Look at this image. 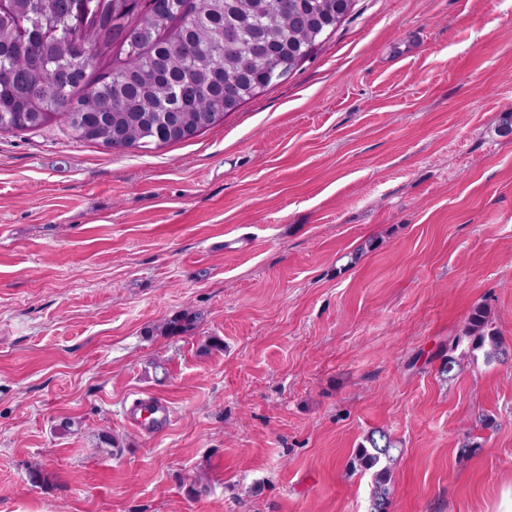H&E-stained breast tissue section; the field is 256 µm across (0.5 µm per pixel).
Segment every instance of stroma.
<instances>
[{"instance_id":"1","label":"stroma","mask_w":512,"mask_h":512,"mask_svg":"<svg viewBox=\"0 0 512 512\" xmlns=\"http://www.w3.org/2000/svg\"><path fill=\"white\" fill-rule=\"evenodd\" d=\"M505 112L512 0H355L193 140L0 132V512H368L374 429L388 512H507L512 362L463 341L512 350ZM466 335L471 340L473 350L488 346L484 353L487 363L512 361V351L502 348L497 332L491 328L487 312L481 307L475 308L470 314ZM197 322V316L184 311L166 321L159 331L164 336H178L191 331ZM126 421L136 430L154 435L170 424L171 410L157 397H139L133 400L127 411ZM365 443L358 448L353 459L360 468L370 470L381 468L375 473L374 489L372 493L371 512H388L392 489L389 487V471L394 460L392 450L394 444L390 436L381 429H374L365 438Z\"/></svg>"}]
</instances>
